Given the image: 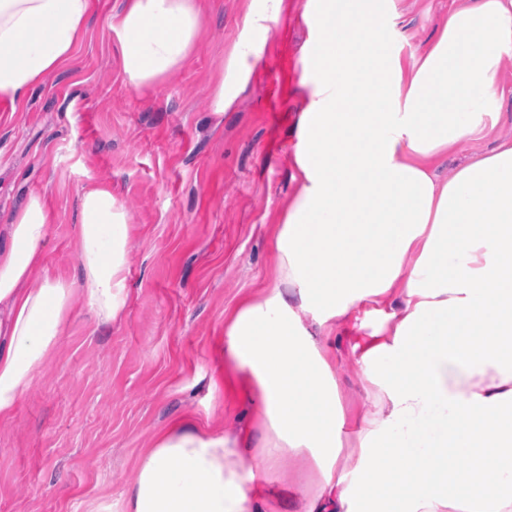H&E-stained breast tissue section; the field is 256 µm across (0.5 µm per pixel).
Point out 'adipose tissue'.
I'll return each instance as SVG.
<instances>
[{"label":"adipose tissue","instance_id":"ef3b65f1","mask_svg":"<svg viewBox=\"0 0 512 512\" xmlns=\"http://www.w3.org/2000/svg\"><path fill=\"white\" fill-rule=\"evenodd\" d=\"M282 5L251 0L215 114L235 103ZM92 8L0 0V102L21 107L71 59ZM304 19L314 38L302 60L298 190L274 228L271 286L241 300L224 328V364L252 392L254 427L171 423L113 512H278L291 451L318 472L299 512H512V140L438 173L512 100L496 83L512 61V0H453L404 60L387 42L365 46L376 25L366 12L339 19L307 0ZM201 24L195 0H122L108 28L128 83L149 88L180 69ZM50 224L30 197L0 243L1 422L15 418L76 300L103 323L127 304L130 217L111 189L79 197L75 282L33 278ZM385 299L397 309L358 355L379 410L348 436L325 343L362 304ZM347 441L357 453L348 474ZM452 454L495 462V473L449 472ZM252 455L261 468L244 467Z\"/></svg>","mask_w":512,"mask_h":512}]
</instances>
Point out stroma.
<instances>
[{
  "label": "stroma",
  "instance_id": "stroma-1",
  "mask_svg": "<svg viewBox=\"0 0 512 512\" xmlns=\"http://www.w3.org/2000/svg\"><path fill=\"white\" fill-rule=\"evenodd\" d=\"M250 0H202L190 60L150 89L132 87L106 24L117 0H96L83 40L18 110L0 104V237L29 197L54 216L44 268L74 281L79 192L105 184L127 210L128 300L98 323L76 305L45 368L0 423V512H101L135 476L155 435L177 419L248 426L251 405L224 386V325L238 300L272 282L273 229L297 191L292 146L304 107V0L269 23L249 82L223 115L211 90L242 37ZM393 53L425 44L452 0H382ZM512 136V103L492 135L449 154L441 176ZM391 301L361 306L329 350L347 428L377 413L354 344Z\"/></svg>",
  "mask_w": 512,
  "mask_h": 512
}]
</instances>
